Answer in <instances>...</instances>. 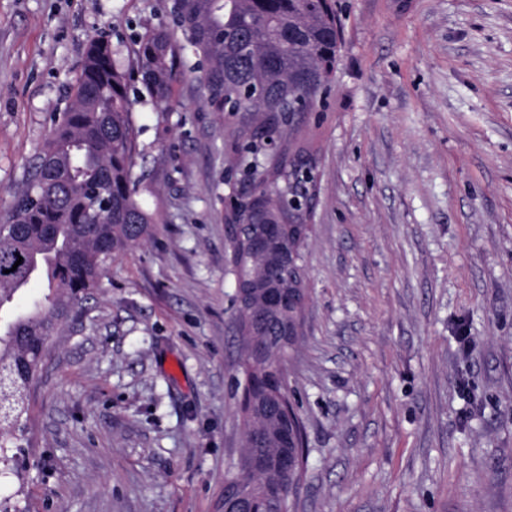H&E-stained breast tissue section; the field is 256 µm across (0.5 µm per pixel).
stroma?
Segmentation results:
<instances>
[{
	"instance_id": "1",
	"label": "stroma",
	"mask_w": 512,
	"mask_h": 512,
	"mask_svg": "<svg viewBox=\"0 0 512 512\" xmlns=\"http://www.w3.org/2000/svg\"><path fill=\"white\" fill-rule=\"evenodd\" d=\"M308 297L284 357L290 512H512V0H341ZM168 0H0V212L88 41ZM165 220L113 259L27 395L9 512H224L245 377L224 247L237 120L198 84L134 104Z\"/></svg>"
}]
</instances>
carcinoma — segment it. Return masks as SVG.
<instances>
[{
	"label": "carcinoma",
	"instance_id": "carcinoma-1",
	"mask_svg": "<svg viewBox=\"0 0 512 512\" xmlns=\"http://www.w3.org/2000/svg\"><path fill=\"white\" fill-rule=\"evenodd\" d=\"M169 12L173 25L144 27L125 57L122 42L90 38L68 107L0 217V304L36 278L38 266H52L49 293L10 334H0L1 470L21 467L13 450L22 448L28 430L23 396L49 343L81 313L112 258L151 238L162 221L142 202L152 184L134 172L142 149L130 101L133 76L140 77L139 103L160 106L191 74L210 111L240 114V153L277 140L279 154L262 164L226 221L247 234L280 225L275 247L285 252L301 234L305 217L288 211L276 186L290 166H320L308 123L325 106L336 73L337 0H171ZM255 330L272 352L285 351L278 321L264 320ZM244 487L268 512L280 507L262 478Z\"/></svg>",
	"mask_w": 512,
	"mask_h": 512
}]
</instances>
